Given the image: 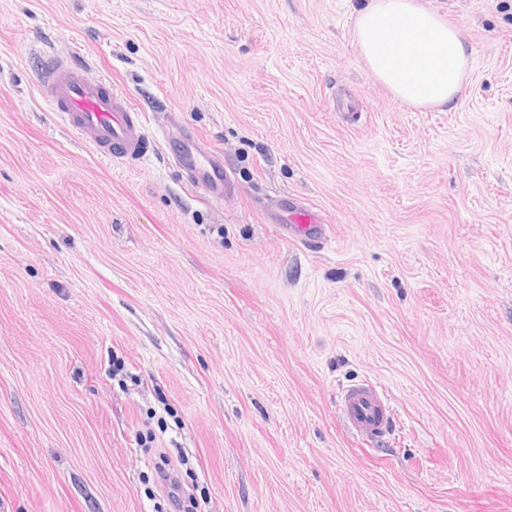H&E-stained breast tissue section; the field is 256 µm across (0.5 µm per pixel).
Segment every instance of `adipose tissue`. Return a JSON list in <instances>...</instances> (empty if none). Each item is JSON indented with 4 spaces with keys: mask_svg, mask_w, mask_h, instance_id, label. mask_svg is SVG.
I'll use <instances>...</instances> for the list:
<instances>
[{
    "mask_svg": "<svg viewBox=\"0 0 512 512\" xmlns=\"http://www.w3.org/2000/svg\"><path fill=\"white\" fill-rule=\"evenodd\" d=\"M355 40L373 78L399 102L452 110L463 98L467 44L419 0H366Z\"/></svg>",
    "mask_w": 512,
    "mask_h": 512,
    "instance_id": "ef3b65f1",
    "label": "adipose tissue"
}]
</instances>
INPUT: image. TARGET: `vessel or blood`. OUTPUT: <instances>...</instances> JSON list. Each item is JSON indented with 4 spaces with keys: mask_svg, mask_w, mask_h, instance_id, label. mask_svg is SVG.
<instances>
[{
    "mask_svg": "<svg viewBox=\"0 0 512 512\" xmlns=\"http://www.w3.org/2000/svg\"><path fill=\"white\" fill-rule=\"evenodd\" d=\"M38 78L52 112L78 132L104 161L145 156L151 141L140 115L109 79L88 78L79 63L54 56L42 60ZM182 161L190 172L198 174L206 188L219 192L231 187L232 178L223 166L200 159L194 146L184 147ZM286 219L299 236L326 234L320 216L297 203H289ZM340 407L356 433L369 437L382 436L394 413L385 393L370 383L348 387L341 396Z\"/></svg>",
    "mask_w": 512,
    "mask_h": 512,
    "instance_id": "vessel-or-blood-1",
    "label": "vessel or blood"
}]
</instances>
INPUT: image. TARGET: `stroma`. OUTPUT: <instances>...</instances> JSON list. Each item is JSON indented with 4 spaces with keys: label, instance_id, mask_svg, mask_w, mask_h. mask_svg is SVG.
Returning a JSON list of instances; mask_svg holds the SVG:
<instances>
[{
    "label": "stroma",
    "instance_id": "35a3bbf8",
    "mask_svg": "<svg viewBox=\"0 0 512 512\" xmlns=\"http://www.w3.org/2000/svg\"><path fill=\"white\" fill-rule=\"evenodd\" d=\"M421 2L471 52L452 111L375 82L361 0H0V512H512V0ZM46 56L144 159L48 110ZM38 78L52 112L104 161L145 156L151 141L140 115L112 81L90 79L79 63L54 56L42 60ZM182 161L185 167L193 173L199 175L198 181L209 190L221 192L229 190L232 185L230 174L224 170L223 165L215 164L214 161L202 160L195 153L193 145H186L183 149ZM285 217L290 224L294 225L300 236V238L296 240L307 242L309 241L308 235L326 238V229L323 225V221L313 210L288 200V209L286 210ZM340 407L356 433L369 437L382 436L394 413L383 390L370 383L348 387L341 396Z\"/></svg>",
    "mask_w": 512,
    "mask_h": 512
}]
</instances>
